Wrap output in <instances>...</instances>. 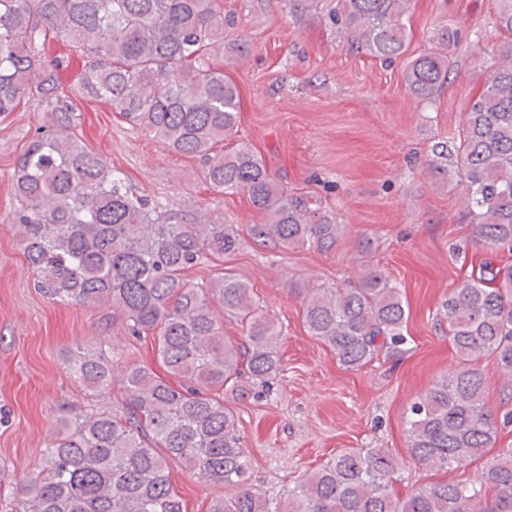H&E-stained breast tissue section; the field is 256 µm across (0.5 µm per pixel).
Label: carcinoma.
<instances>
[{"label": "carcinoma", "instance_id": "cac0c4a2", "mask_svg": "<svg viewBox=\"0 0 512 512\" xmlns=\"http://www.w3.org/2000/svg\"><path fill=\"white\" fill-rule=\"evenodd\" d=\"M508 37L499 63L473 101L458 138L431 147L430 176L466 184L464 220L476 243L512 255V0H496ZM410 0H336L350 48L382 60L401 56ZM439 49L406 69V91L428 101L448 83L443 28ZM67 42L86 55L80 87L128 124L171 151L205 162L215 190L246 195L262 214L255 239L283 249L329 251L342 233L318 200L275 179L262 156L238 138L241 96L224 71L206 63L224 42L217 0H0V115L33 102L52 116L48 133L18 157L16 237L36 276L57 302L112 311L127 335H153L167 376L144 363L118 364L77 351L67 369L84 390L109 394L119 383L122 411L68 412L49 431L39 470L23 483L22 512H183L170 474L176 461L224 486L211 512H512V448H497L498 428L486 380L471 363L490 355L512 373V264H480L444 299L449 341L462 367L411 403V459L441 471L482 463L479 486L438 482L404 496L387 448L338 453L275 505L246 487L251 459L241 446L224 388L247 376L267 388L281 371V327L243 279L185 278L210 255L241 245L238 229L206 218L174 220L134 190L75 134L72 103L42 59ZM310 335L359 370L406 342L400 289L382 270L364 269L353 288L295 284ZM243 328L244 342L224 339L214 303ZM182 384L175 386L170 379Z\"/></svg>", "mask_w": 512, "mask_h": 512}]
</instances>
